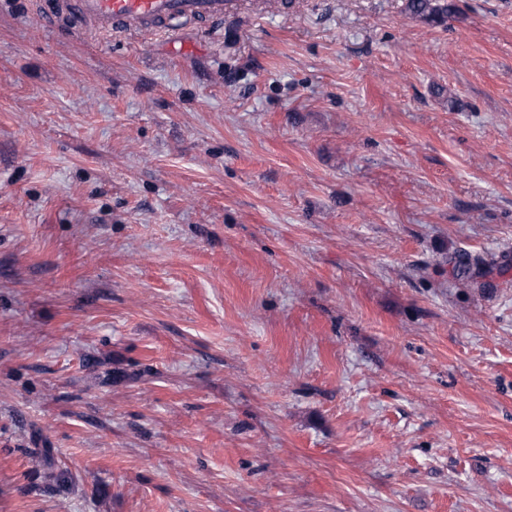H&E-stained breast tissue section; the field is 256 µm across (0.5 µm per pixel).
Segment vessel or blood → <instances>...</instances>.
Instances as JSON below:
<instances>
[{
	"label": "vessel or blood",
	"instance_id": "b4317fda",
	"mask_svg": "<svg viewBox=\"0 0 512 512\" xmlns=\"http://www.w3.org/2000/svg\"><path fill=\"white\" fill-rule=\"evenodd\" d=\"M40 11L51 21L106 35L176 32L224 15L235 0H39Z\"/></svg>",
	"mask_w": 512,
	"mask_h": 512
}]
</instances>
